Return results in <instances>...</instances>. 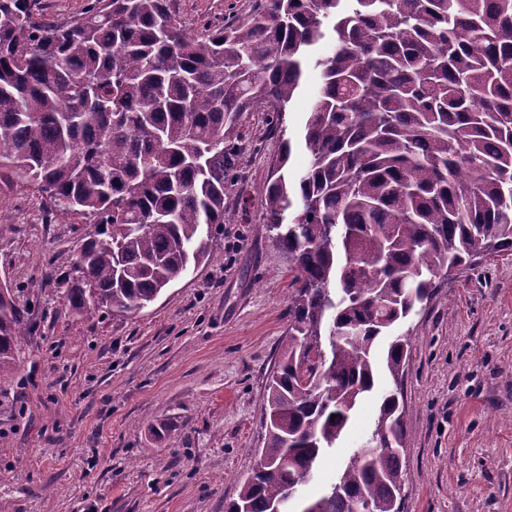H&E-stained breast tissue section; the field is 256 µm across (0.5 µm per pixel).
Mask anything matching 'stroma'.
Here are the masks:
<instances>
[{
    "label": "stroma",
    "mask_w": 512,
    "mask_h": 512,
    "mask_svg": "<svg viewBox=\"0 0 512 512\" xmlns=\"http://www.w3.org/2000/svg\"><path fill=\"white\" fill-rule=\"evenodd\" d=\"M257 0H174L189 32ZM241 165L214 256L148 307L74 315L58 257L86 218L46 219L37 187L0 171V283L32 332L0 379L5 512H224L260 462L266 384L284 348L291 274L261 222L277 152L242 117ZM404 512H512V252L442 282L400 327ZM378 395L303 489L318 495L371 435Z\"/></svg>",
    "instance_id": "1"
}]
</instances>
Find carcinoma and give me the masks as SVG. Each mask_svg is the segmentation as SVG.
<instances>
[{
    "mask_svg": "<svg viewBox=\"0 0 512 512\" xmlns=\"http://www.w3.org/2000/svg\"><path fill=\"white\" fill-rule=\"evenodd\" d=\"M0 0V170L95 226L61 257L71 311L148 306L215 250L241 117L280 143L262 223L288 256V343L266 395L262 469L227 512H271L337 447L377 383L372 436L301 512H403L409 337L436 279L512 251V0H262L186 30L171 0H87L65 22ZM332 35L330 55L310 50ZM320 88L296 177L283 118ZM31 332L0 286V377ZM336 418H331V415Z\"/></svg>",
    "mask_w": 512,
    "mask_h": 512,
    "instance_id": "obj_1",
    "label": "carcinoma"
}]
</instances>
